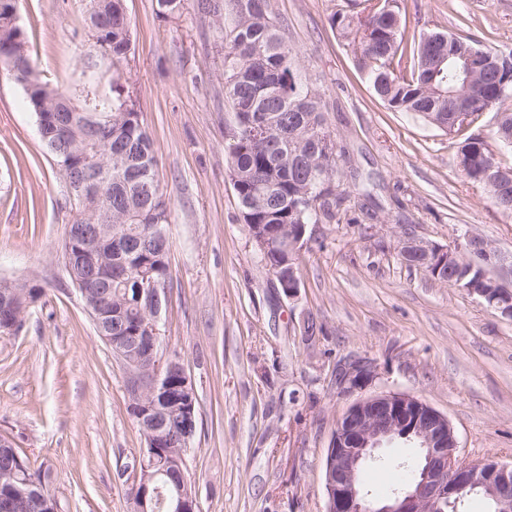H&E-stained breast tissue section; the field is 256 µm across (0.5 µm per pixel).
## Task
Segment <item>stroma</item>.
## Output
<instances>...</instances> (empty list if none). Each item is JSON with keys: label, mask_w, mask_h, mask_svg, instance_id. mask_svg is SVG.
<instances>
[{"label": "stroma", "mask_w": 512, "mask_h": 512, "mask_svg": "<svg viewBox=\"0 0 512 512\" xmlns=\"http://www.w3.org/2000/svg\"><path fill=\"white\" fill-rule=\"evenodd\" d=\"M409 35L442 29L512 48V0H400ZM290 45L323 81L329 124L375 183L376 217L313 224L287 298L260 262L227 169L231 114L218 33L183 0H125L133 49L120 67L155 148L170 205L168 300L158 328L195 382L184 455L200 512H325V462L352 398L337 366L375 367L367 393L400 391L451 422L470 464H512V320L465 289L408 267L403 235L456 248L465 232L512 253V216L459 171L460 136L387 110L329 17L346 0H272ZM32 61L68 89L83 65V0H19ZM75 206L34 115L0 63V279L41 289L0 336V433L52 476L58 512H133L144 438L125 374L63 267Z\"/></svg>", "instance_id": "stroma-1"}]
</instances>
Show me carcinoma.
Returning a JSON list of instances; mask_svg holds the SVG:
<instances>
[{
  "label": "carcinoma",
  "instance_id": "carcinoma-1",
  "mask_svg": "<svg viewBox=\"0 0 512 512\" xmlns=\"http://www.w3.org/2000/svg\"><path fill=\"white\" fill-rule=\"evenodd\" d=\"M366 2L362 12L336 11L329 22L352 44L376 97L387 109L416 114L445 132H467L458 149L467 162L461 171L502 214L512 216V193L501 194L485 179L489 169L512 173V166L496 160L484 135L468 131L476 116L492 110V136L512 148V108L506 106L512 81L503 82L485 58L493 54L512 63V50L483 48L468 36L440 31L423 33L409 44L398 0H383L377 8ZM198 9L224 39V96L234 116L228 169L242 220L249 228L261 224L276 233L262 257L273 275L298 278L301 249H284L288 226L334 224L350 197L345 181L365 198L372 196L371 185L351 170L347 151L329 129L326 92L301 65L271 0H199ZM85 12L87 28L97 27V15L109 31L90 43L88 61L68 90L43 81L26 40L13 81L31 112H56L68 127L64 138L57 127L46 126L41 141L73 197L76 223L112 227V266L127 275L112 280L101 300L144 319L150 314L136 302V288L166 280L169 242L161 241L152 226L166 232L170 208L157 178L153 141L135 102L116 80L99 77L100 55L109 53L115 67L131 53L125 0H112L110 13L104 0H85ZM456 110L468 113V125L454 123ZM79 148L86 151V164L100 171V198L80 199L82 172L66 165V155ZM2 286L18 291L24 310L41 294L6 280H0ZM17 463L22 477L49 485V475L31 469L17 448H0V467Z\"/></svg>",
  "mask_w": 512,
  "mask_h": 512
}]
</instances>
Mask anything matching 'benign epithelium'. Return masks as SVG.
<instances>
[{
    "mask_svg": "<svg viewBox=\"0 0 512 512\" xmlns=\"http://www.w3.org/2000/svg\"><path fill=\"white\" fill-rule=\"evenodd\" d=\"M463 255L414 238H403L399 250L403 256L417 259L446 277L450 267L461 263H478L483 256L495 261V267L512 272V253H503L482 237L466 233ZM64 269L92 268L96 277L82 284L98 288L112 280V266L102 259L103 239L100 232L84 224H70L65 237ZM491 308L512 317V290L505 283L486 275L466 286ZM137 299L153 309L152 317L129 327L123 318L116 319L111 307L96 305L92 319L101 339L116 351L130 349L147 364L135 365L127 373V390L131 412L147 438V448L135 461L136 488L133 498L136 512H155V494L150 489L166 473L174 460H166L165 445L173 436L172 412L188 428L197 420L195 385L180 358L164 357L159 348L158 318L163 307L159 285L140 288ZM19 315L8 300H0V328L14 332ZM374 377L370 363L355 361L340 369V389L356 398L342 414L332 434L325 463L326 512H439L464 493H476L494 503L495 512H512V465L488 460L478 466L462 462L459 442L448 417L406 393L389 392L361 395ZM406 439L424 449V461L414 479L394 492L384 502L368 499L361 492L359 475L363 465L375 458L386 440ZM169 512H199L195 495L187 483L174 485L171 495L163 497ZM0 512H56L53 496L21 480L15 467L0 469Z\"/></svg>",
    "mask_w": 512,
    "mask_h": 512,
    "instance_id": "1",
    "label": "benign epithelium"
}]
</instances>
